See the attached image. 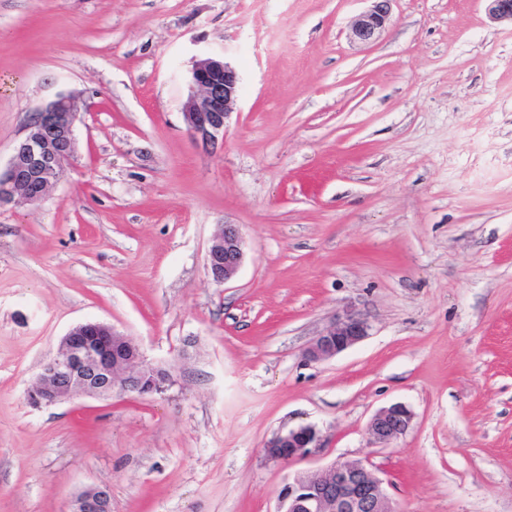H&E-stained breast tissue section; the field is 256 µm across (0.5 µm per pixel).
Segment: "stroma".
<instances>
[{
  "label": "stroma",
  "instance_id": "35a3bbf8",
  "mask_svg": "<svg viewBox=\"0 0 512 512\" xmlns=\"http://www.w3.org/2000/svg\"><path fill=\"white\" fill-rule=\"evenodd\" d=\"M0 0V164L80 97L76 150L0 207V512H276L297 473L367 461L396 512H512V27L484 0ZM241 75L222 146L183 117L191 72ZM237 224L215 285L205 253ZM369 334L311 362L337 314ZM106 322L166 367L153 397L32 407L69 329ZM395 402L412 428L376 447ZM307 460L265 444L302 425ZM369 7L360 13L349 29V39L361 44L374 42L387 28L392 19L394 0H367ZM245 258V241L237 224H221L206 252V267L213 282L233 279ZM413 412L404 404L394 403L379 409L371 418L368 433L380 448L389 447L412 426ZM320 440L319 431L314 426H300L271 438L265 445V454L270 460L289 464L305 459L310 448H318ZM67 512H112V497L105 486H91L78 493Z\"/></svg>",
  "mask_w": 512,
  "mask_h": 512
}]
</instances>
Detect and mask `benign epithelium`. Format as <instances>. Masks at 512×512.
I'll list each match as a JSON object with an SVG mask.
<instances>
[{"label":"benign epithelium","instance_id":"benign-epithelium-1","mask_svg":"<svg viewBox=\"0 0 512 512\" xmlns=\"http://www.w3.org/2000/svg\"><path fill=\"white\" fill-rule=\"evenodd\" d=\"M349 29V39L374 42L392 19L393 0H368ZM488 17L512 25V0H484ZM240 93V75L226 60L206 57L195 62L184 119L190 135L205 145L224 142L227 123ZM79 98L60 95L37 112L24 127L5 168H0V206L42 201L65 175V163L75 152L74 127ZM245 258V241L236 224H222L206 252V267L213 282L233 279ZM362 315L348 311L338 317L305 349L310 361H323L368 336ZM169 371L147 361L140 349L112 326L96 321L79 323L60 340L56 354L41 364L27 399L34 407L66 402L76 396L110 399L116 395L151 396L171 385ZM413 412L394 403L371 418L368 433L374 444L388 447L412 426ZM319 431L300 426L271 438L266 457L289 464L305 459L318 447ZM278 512H394L381 480L362 461L335 462L320 470L298 474L279 496ZM67 512H112V497L105 486L78 493Z\"/></svg>","mask_w":512,"mask_h":512}]
</instances>
